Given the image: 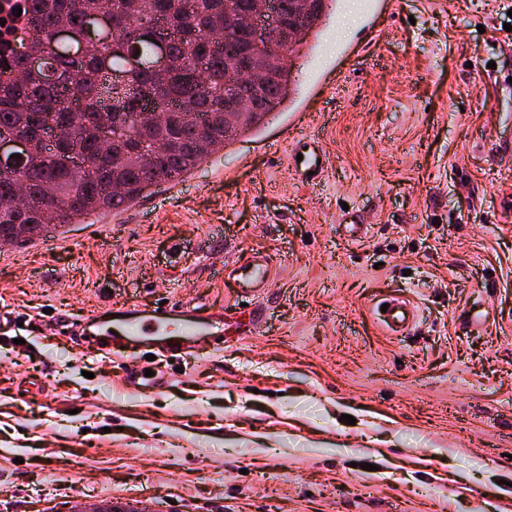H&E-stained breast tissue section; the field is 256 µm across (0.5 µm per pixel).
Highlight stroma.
<instances>
[{
    "label": "stroma",
    "mask_w": 512,
    "mask_h": 512,
    "mask_svg": "<svg viewBox=\"0 0 512 512\" xmlns=\"http://www.w3.org/2000/svg\"><path fill=\"white\" fill-rule=\"evenodd\" d=\"M365 4L338 0L321 45ZM511 9L397 0L308 105L320 186L293 180L281 112L117 215L0 245V512H512ZM253 252L260 331L162 388L69 327L162 298L234 313L219 272ZM389 296L418 310L405 333ZM388 304L380 319L387 332L397 334L405 332L415 324L418 313L413 302L402 297L391 296L384 301Z\"/></svg>",
    "instance_id": "stroma-1"
}]
</instances>
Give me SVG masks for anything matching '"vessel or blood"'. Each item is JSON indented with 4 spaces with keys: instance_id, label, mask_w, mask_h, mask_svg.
Masks as SVG:
<instances>
[{
    "instance_id": "obj_1",
    "label": "vessel or blood",
    "mask_w": 512,
    "mask_h": 512,
    "mask_svg": "<svg viewBox=\"0 0 512 512\" xmlns=\"http://www.w3.org/2000/svg\"><path fill=\"white\" fill-rule=\"evenodd\" d=\"M393 12V0H368L360 36L336 45L328 53L326 62L361 56L366 46L375 43L376 17ZM326 62L313 63L305 86V101L289 113L287 123L289 169L299 184L312 187L320 185L325 178L327 158L319 138L307 132L304 117L307 101L323 95L328 89L322 77ZM272 276L271 259L260 253L233 260L224 268L225 279L232 281L244 296L267 287ZM387 304L381 319L387 332L397 334L412 328L418 316L413 302L392 296ZM227 327L223 317L205 311L202 305L170 299L163 304H116L80 319L76 329L79 335L88 337L100 350L108 353L136 350L175 358L199 339L206 340L213 348H223Z\"/></svg>"
}]
</instances>
